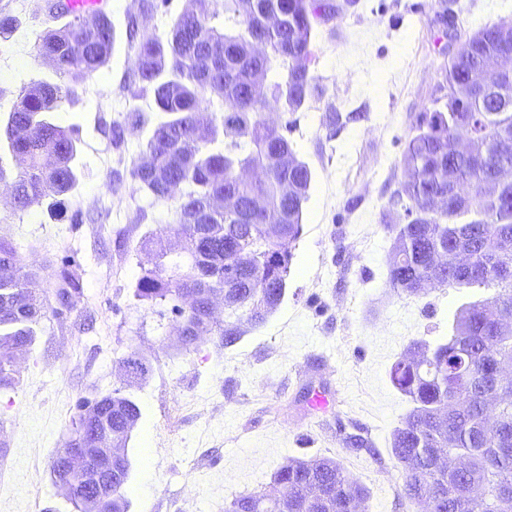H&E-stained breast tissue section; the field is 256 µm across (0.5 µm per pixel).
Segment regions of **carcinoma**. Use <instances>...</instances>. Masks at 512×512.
<instances>
[{"label":"carcinoma","mask_w":512,"mask_h":512,"mask_svg":"<svg viewBox=\"0 0 512 512\" xmlns=\"http://www.w3.org/2000/svg\"><path fill=\"white\" fill-rule=\"evenodd\" d=\"M339 12L328 0H193L162 36L144 37L136 21L129 22L127 38L139 43L132 83L153 90L156 110L166 116L147 140L149 163H132L130 178L158 200L187 187L176 200V222L137 243L152 266L143 269L134 297L173 302L180 316L174 332L185 350L211 335L234 345L241 318L264 323L286 295L312 171L263 112L269 97L285 114L304 106L317 80L313 20ZM114 41L107 17L89 33L74 18L67 28L45 33L37 54L51 58L57 74L82 81L107 62ZM505 46L512 48V34L496 23L458 45L433 107L410 121L402 178L390 198L405 223L384 225L392 237L387 283L394 292L420 296L435 285L495 289L488 299L456 308L446 341H414L390 367L392 385L412 403L392 433L391 452L402 491L421 512H497L501 496L512 495V386L500 389L494 379L496 368L512 369V154L490 152L498 138L512 136V69L488 68L490 56ZM477 82L488 89L481 98L472 93ZM209 91L224 99L219 117ZM72 95L61 83L37 82L0 122V145L21 165L16 208L44 205L51 217L79 224L80 214L67 215L63 199L78 183L77 138L51 117ZM141 121V113L131 112L126 123L112 122V147L120 149L127 126ZM462 138L484 145L488 157L458 153ZM455 184L471 186L475 195L433 208L431 200ZM171 233L182 241L174 254L164 244ZM457 250L467 252L468 263L455 262ZM35 278L17 247L0 239V390L15 387L14 353L33 345L46 314L30 288ZM213 291L224 292L228 320L222 323L209 312ZM82 296L80 279L62 267L58 305L72 311ZM123 365L132 386L153 373L136 353ZM490 397L499 424L494 434L485 430ZM140 418L129 394L85 400L64 447L91 448L98 435L109 433L122 448ZM341 442L354 451L372 447L360 433L345 434ZM440 452L465 457V469L438 468ZM61 459L60 453L53 459L54 479L77 489L71 504L79 510V477ZM118 469L112 508L127 512L119 494L128 479L127 458ZM275 481L287 489L285 497L241 495L226 512H361L366 499L360 482L325 457L293 460Z\"/></svg>","instance_id":"1"}]
</instances>
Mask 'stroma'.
<instances>
[{
	"mask_svg": "<svg viewBox=\"0 0 512 512\" xmlns=\"http://www.w3.org/2000/svg\"><path fill=\"white\" fill-rule=\"evenodd\" d=\"M168 0L150 13L141 0H106L115 43L108 63L77 83L56 120L79 139V186L66 202L83 223L15 208L11 157L0 165V238L38 273L33 287L55 305V272L81 278L85 316L48 313L35 343L19 352L17 384L0 390V512H74L51 463L82 400L130 390L141 418L122 453L130 463L123 493L129 512H226L233 498L283 495L274 481L292 459L331 457L366 488L368 512H418L400 497L401 474L390 452L393 430L412 407L389 370L414 340H446L463 302L491 297L488 288L432 287L421 296L387 286L392 240L384 230L387 185L402 175L409 118L430 108L459 41L480 27L512 19V0H355L314 27L316 91L287 117L265 110L288 135L313 174L303 231L286 296L261 325L242 324L232 347L217 336L198 349L177 347L178 316L169 305L133 296L147 255L144 233L175 220V200H157L132 182L112 190L113 169L142 156L157 119L153 96L127 85L136 63L127 25L161 35L187 5ZM19 21L0 35V116L32 82L56 77L36 45L52 29L44 0H0V14ZM362 109L365 119L329 134L330 107ZM143 113L116 152L105 126ZM138 353L155 367L128 388L122 360ZM333 393L328 412L313 410V392ZM368 430L376 456L343 448L340 430Z\"/></svg>",
	"mask_w": 512,
	"mask_h": 512,
	"instance_id": "1",
	"label": "stroma"
}]
</instances>
